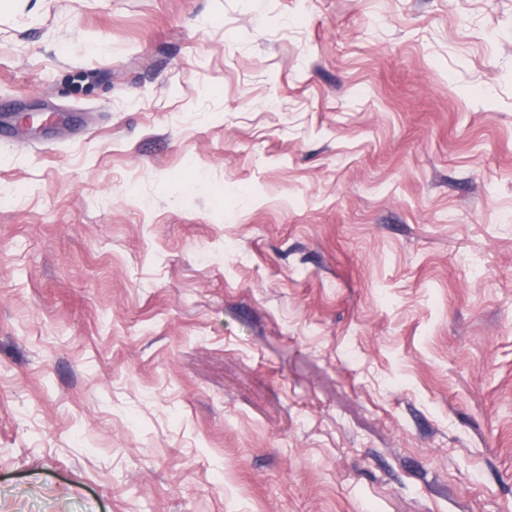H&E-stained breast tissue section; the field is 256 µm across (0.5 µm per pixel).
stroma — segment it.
<instances>
[{
	"label": "stroma",
	"mask_w": 512,
	"mask_h": 512,
	"mask_svg": "<svg viewBox=\"0 0 512 512\" xmlns=\"http://www.w3.org/2000/svg\"><path fill=\"white\" fill-rule=\"evenodd\" d=\"M0 512H512V0H0Z\"/></svg>",
	"instance_id": "stroma-1"
}]
</instances>
